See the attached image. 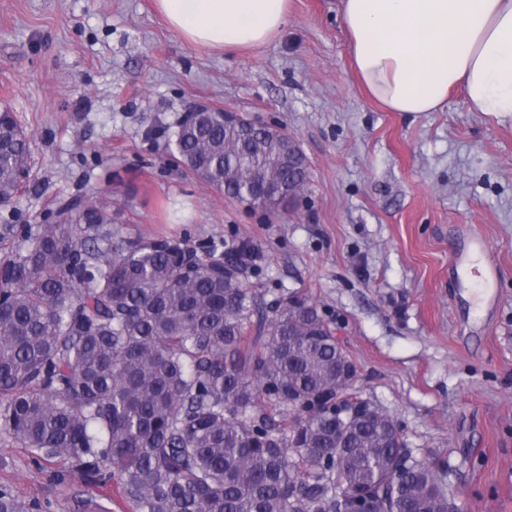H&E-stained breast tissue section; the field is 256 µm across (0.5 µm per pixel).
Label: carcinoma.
<instances>
[{
	"mask_svg": "<svg viewBox=\"0 0 512 512\" xmlns=\"http://www.w3.org/2000/svg\"><path fill=\"white\" fill-rule=\"evenodd\" d=\"M170 154L240 201L245 173L308 169L247 118L181 119ZM29 135L0 111V199L30 176ZM81 196L36 228L0 225V429L33 459L114 482L134 512H459L434 465L353 389L306 295L270 304L247 246L128 239ZM0 512L36 505L0 490Z\"/></svg>",
	"mask_w": 512,
	"mask_h": 512,
	"instance_id": "1",
	"label": "carcinoma"
}]
</instances>
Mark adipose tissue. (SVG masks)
Listing matches in <instances>:
<instances>
[{
  "label": "adipose tissue",
  "instance_id": "obj_1",
  "mask_svg": "<svg viewBox=\"0 0 512 512\" xmlns=\"http://www.w3.org/2000/svg\"><path fill=\"white\" fill-rule=\"evenodd\" d=\"M187 41L262 46L288 0H157ZM353 71L391 112L440 111L461 90L469 111L512 118V0H340Z\"/></svg>",
  "mask_w": 512,
  "mask_h": 512
}]
</instances>
